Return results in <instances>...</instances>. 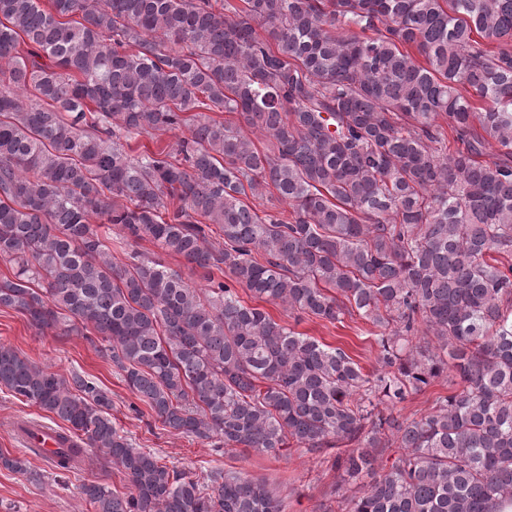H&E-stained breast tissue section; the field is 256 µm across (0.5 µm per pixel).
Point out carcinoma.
I'll return each mask as SVG.
<instances>
[{"label":"carcinoma","instance_id":"cac0c4a2","mask_svg":"<svg viewBox=\"0 0 512 512\" xmlns=\"http://www.w3.org/2000/svg\"><path fill=\"white\" fill-rule=\"evenodd\" d=\"M240 2L0 0V307L94 331L165 428L270 455L348 447L335 464L361 491L336 512H492L512 501V0ZM269 186L290 217L246 202ZM114 226L230 282L118 265ZM239 286L331 323L358 313L377 367ZM448 370L458 390L433 411L393 413ZM0 388L69 424L56 469L89 448L122 468L127 494L83 486L94 512H281L264 481L203 485L134 447L79 373L0 344Z\"/></svg>","mask_w":512,"mask_h":512}]
</instances>
